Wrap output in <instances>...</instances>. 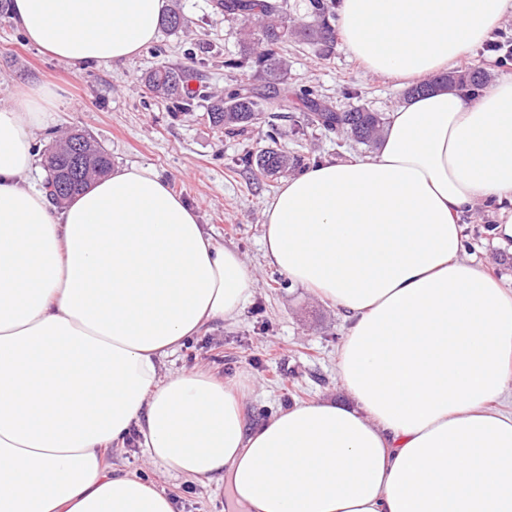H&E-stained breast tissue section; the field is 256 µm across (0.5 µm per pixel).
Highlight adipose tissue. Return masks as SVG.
Instances as JSON below:
<instances>
[{
    "label": "adipose tissue",
    "mask_w": 512,
    "mask_h": 512,
    "mask_svg": "<svg viewBox=\"0 0 512 512\" xmlns=\"http://www.w3.org/2000/svg\"><path fill=\"white\" fill-rule=\"evenodd\" d=\"M168 0H12L41 52L131 58ZM512 0H341L345 48L412 87L484 44ZM58 98L17 87L0 109V512H175L106 450L138 429L166 472L225 483L239 512H512V289L462 258L461 217L497 209L512 240V77L390 112L371 155L285 179L264 256L350 319L351 404H294L248 424V387L163 360L235 318L255 275L152 170L130 166L55 205L29 179Z\"/></svg>",
    "instance_id": "ef3b65f1"
}]
</instances>
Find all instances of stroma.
I'll return each instance as SVG.
<instances>
[{
    "label": "stroma",
    "mask_w": 512,
    "mask_h": 512,
    "mask_svg": "<svg viewBox=\"0 0 512 512\" xmlns=\"http://www.w3.org/2000/svg\"><path fill=\"white\" fill-rule=\"evenodd\" d=\"M176 4L187 20L185 27L159 31L132 58L101 64L44 55L26 43L10 14L0 15V108L8 105L17 86L55 84L59 98L47 125L35 133L37 150L52 146L72 128L85 130L111 153L113 167L136 164L155 171L197 209L214 240L238 251L254 271L253 294L239 315L204 326L165 360L163 373L202 368L225 382L247 383L244 413L252 423L301 401H347L338 370L348 327L345 314L267 264L264 205L281 180L253 172L242 159L273 144L308 165L317 159L368 156L372 150L325 133L300 109L280 121L277 142L267 139V128L260 123L228 135L210 122L203 107L186 111L175 100L147 91L144 74L165 63L191 68L196 75L192 89L211 98L223 95L239 70L254 68L240 55L241 21L217 13L214 0ZM282 54L288 61L284 87L289 92L313 85L333 107L363 105L383 113L403 101L402 88L366 73L343 44L323 58L311 46L291 41ZM237 61L242 69H234ZM495 225L487 206L467 214L463 255L512 289V249L497 243ZM106 461L119 471L157 480L173 498L176 512H229L222 484L162 475L135 440L110 448Z\"/></svg>",
    "instance_id": "35a3bbf8"
}]
</instances>
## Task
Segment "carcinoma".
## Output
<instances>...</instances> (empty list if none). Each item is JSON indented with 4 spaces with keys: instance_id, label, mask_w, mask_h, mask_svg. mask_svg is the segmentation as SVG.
<instances>
[{
    "instance_id": "obj_1",
    "label": "carcinoma",
    "mask_w": 512,
    "mask_h": 512,
    "mask_svg": "<svg viewBox=\"0 0 512 512\" xmlns=\"http://www.w3.org/2000/svg\"><path fill=\"white\" fill-rule=\"evenodd\" d=\"M336 0H310L311 11L308 19L288 24L280 18L281 6L277 0H216L215 9L226 17L237 18L244 25L258 27V38L247 37L241 40V53L254 59L259 76L264 86L274 88L284 83L288 63L275 51V46L285 43L290 38L311 45L321 56L329 55L336 44V25L333 8ZM191 74L175 65H160L144 76L145 84L158 94L175 99L181 108L188 110L194 105L196 93L189 89ZM254 75H244L228 91L214 98L206 106V112L213 124L224 127L229 133L244 130L246 127L267 119L268 137L275 139L279 134L276 120L280 116L265 115L269 110L271 96L266 91L252 84ZM487 84V75L479 69L450 72L432 80L409 88L404 93L408 99L423 93L431 87H461L476 94ZM297 101L310 112V120L328 131L342 133L353 141L372 146L379 142L386 117L382 112H375L364 106H354L339 111L329 105L312 86H305L296 94ZM73 140H81L92 154V162L98 167L97 175L104 176L112 170V155L94 138L82 130L73 131ZM245 164L266 176H275L288 171L292 165L301 162V158L288 157L278 149L269 148L256 156L248 155ZM43 167L47 172L45 189L58 188L55 200H64L80 192L87 186L93 174L85 171L82 176L71 170V165L62 152V145H56L44 154Z\"/></svg>"
}]
</instances>
